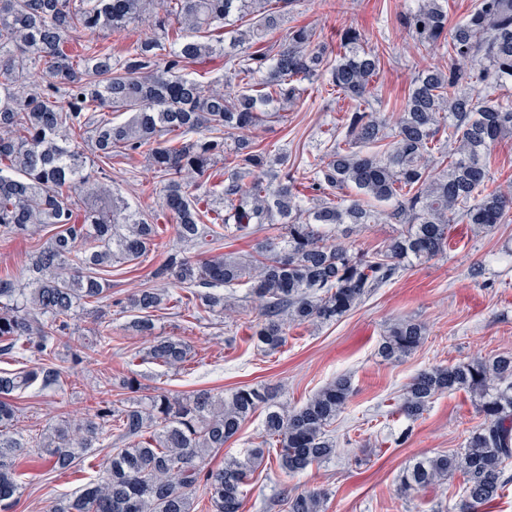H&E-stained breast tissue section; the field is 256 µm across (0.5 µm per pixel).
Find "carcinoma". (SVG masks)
Wrapping results in <instances>:
<instances>
[{
	"label": "carcinoma",
	"mask_w": 512,
	"mask_h": 512,
	"mask_svg": "<svg viewBox=\"0 0 512 512\" xmlns=\"http://www.w3.org/2000/svg\"><path fill=\"white\" fill-rule=\"evenodd\" d=\"M296 0H0V235L42 240L21 283L0 277V355L36 356L40 363L0 374V512H9L25 485L19 460L36 451L52 469L82 462L109 444L102 475L87 481L49 512H192L197 494L207 512H241L252 472L276 448L278 467L294 475L336 456L328 427L345 409L351 380L340 376L299 407L263 386L244 385L190 395L139 396L132 376L112 380L119 398L93 416H57L46 432L18 430L14 397L34 384L54 390L66 364L110 345L104 334L56 351L72 335L70 319L87 305H104L105 274L116 264H139L157 225L131 210L109 184L118 156L144 157L162 189V206L175 221L182 249L151 271L162 288H140L123 309L126 329L151 338L147 356L168 369L189 361L181 336L155 334V313L170 304L168 289L189 292L199 305L224 311L231 301L259 303L254 336L274 351L288 328L330 323L354 310L412 260H428L450 246L453 224L487 233L512 208V191L492 189L490 158L512 138V0H477L464 19L449 23L447 0H418L399 15L417 50L440 48L448 68L427 67L415 77L394 133L366 101L378 75V54L359 31H343L331 59L309 26L283 28ZM143 18L158 35L139 38L119 53L110 44L74 43L79 30L121 34ZM256 44L280 29L278 50L228 52ZM222 55L224 82L207 84L191 65ZM38 71L39 82L30 80ZM324 79L354 103L333 143L304 161L311 204L288 172V157L244 132L287 109ZM129 112L120 124L105 111ZM91 135L95 159L84 153ZM448 159L437 167L435 154ZM224 164V181H211ZM401 230L372 256L337 241L369 224ZM272 224L278 234L253 252L219 254L227 237L249 238ZM214 252L204 259L186 250ZM247 286L240 297L224 289ZM426 326L400 319L379 348L385 361L413 354ZM477 398L480 425L453 453L422 457L401 476L407 496L460 474L464 496L456 512H479L509 481L512 459V354L421 370L399 410L416 418L442 394ZM263 439L218 468L209 457L234 438L257 411ZM327 492L286 497L288 512H321Z\"/></svg>",
	"instance_id": "cac0c4a2"
}]
</instances>
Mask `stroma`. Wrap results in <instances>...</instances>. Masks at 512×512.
Listing matches in <instances>:
<instances>
[{
	"instance_id": "1",
	"label": "stroma",
	"mask_w": 512,
	"mask_h": 512,
	"mask_svg": "<svg viewBox=\"0 0 512 512\" xmlns=\"http://www.w3.org/2000/svg\"><path fill=\"white\" fill-rule=\"evenodd\" d=\"M407 3L298 0L286 18L290 26L314 27L331 51L338 47L340 31L348 27L375 47L381 72L369 103L390 128L400 117L417 71L449 62L441 52L411 48L407 33L395 22ZM350 107V101H337L329 86L318 80L289 107L287 123L272 120L251 135L258 143L286 152L293 169L323 143L327 130ZM112 183L141 217L157 219L158 235L137 270L113 267V306L84 308L72 326L76 337L89 342L100 324L107 323L113 335L125 341L67 372L59 389L44 392L33 387L22 394L16 405L23 434L40 433L62 412L74 418L93 415L106 399L112 378L119 375L135 374L147 394L229 392L262 384L281 389L283 398L298 406L345 374L351 376L354 392L334 425L335 458L293 476L265 461L251 477L242 512H287V493L310 488L327 490L324 512H454L463 496L462 476L408 498L397 486L417 458L461 448L481 421L473 397L463 391L441 395L414 419L398 413L397 405L402 390L421 369L512 352V212L487 235H475L467 224L453 225L446 254L409 264L339 321L291 328L286 345L272 352L257 348L252 339L254 312L217 315L199 307H169L155 321L156 334L184 337L192 347L191 360L170 370L146 358L144 338L125 334L127 317L117 302L143 287L151 268L177 248L174 223L163 215L154 171L143 157L113 159ZM400 318L425 324L427 339L411 356L387 363L377 349L388 326ZM105 455V449H93L73 473L51 472L35 457L24 458L22 468L31 480L10 512H47L50 502L98 476Z\"/></svg>"
}]
</instances>
